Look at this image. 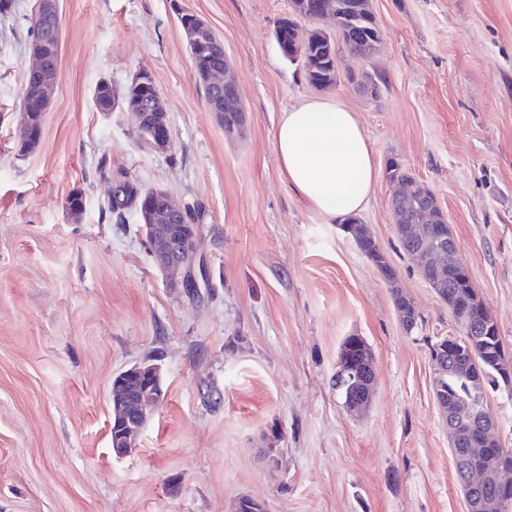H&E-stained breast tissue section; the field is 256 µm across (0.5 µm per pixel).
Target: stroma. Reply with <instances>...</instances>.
Here are the masks:
<instances>
[{"instance_id": "1", "label": "stroma", "mask_w": 512, "mask_h": 512, "mask_svg": "<svg viewBox=\"0 0 512 512\" xmlns=\"http://www.w3.org/2000/svg\"><path fill=\"white\" fill-rule=\"evenodd\" d=\"M371 62L339 52L328 97L358 117L376 184L358 220L396 272L389 286L339 223L289 191L273 130L316 96L274 37L291 0H60L58 78L42 136L18 153L30 18L0 15V512H466L433 396L431 347L459 336L397 237L387 163L437 196L512 355V0H370ZM223 41L247 123L230 138L196 82L180 22ZM384 83L357 92L350 71ZM148 71L172 145L131 113L98 111L100 80ZM198 203L208 285L170 286L136 212H101L108 172ZM81 193L71 216L66 202ZM418 322L401 325L394 289ZM376 366L366 410L334 385L345 337ZM164 399L118 456L113 376L146 358Z\"/></svg>"}]
</instances>
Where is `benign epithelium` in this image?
Returning <instances> with one entry per match:
<instances>
[{"label": "benign epithelium", "mask_w": 512, "mask_h": 512, "mask_svg": "<svg viewBox=\"0 0 512 512\" xmlns=\"http://www.w3.org/2000/svg\"><path fill=\"white\" fill-rule=\"evenodd\" d=\"M37 14L52 24L59 23V0H39ZM193 60V70L203 71L210 88L212 111L223 116L224 133L232 137L244 125L245 111L234 82L227 76L232 63L224 60V68L206 64L205 49L197 30L184 26ZM33 63L29 68L39 83L38 98L24 95L21 112V134L36 142L39 132L28 124L29 113L35 105L51 101L55 66L41 50V41L31 47ZM159 94H154L146 108H133L137 128L147 132L148 143L157 151L166 152L171 146L170 126L166 121L147 125L146 113L162 110ZM391 210L398 237L413 244L408 256L416 262L418 270L437 292L446 288L468 287L472 283L469 269L461 258L457 244L448 230L445 214L437 197L425 184L408 178L392 181ZM163 204L167 223L150 225V251L156 266L165 273L183 270L187 285L198 287V281L208 282L209 275L203 261L197 257V225L177 229L183 204L175 202L168 191L154 189L143 207L145 220L155 217L157 204ZM449 312L469 343V338L484 336L496 327L485 302L477 290L464 304L452 305ZM357 360L340 362L336 378L347 387L345 405L357 409L365 405L372 394L374 365L369 347L359 342ZM164 396L161 368L154 363H137L117 373L112 379V415L109 432L112 451L127 454L137 443L147 420V409L160 403ZM434 399L448 430L449 448L458 472L465 475L460 488L466 501L467 512H509L512 509V479L507 474L508 456L500 442L498 423L484 407L476 408L465 402L447 401L436 394Z\"/></svg>", "instance_id": "1"}]
</instances>
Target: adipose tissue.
Here are the masks:
<instances>
[{"label": "adipose tissue", "mask_w": 512, "mask_h": 512, "mask_svg": "<svg viewBox=\"0 0 512 512\" xmlns=\"http://www.w3.org/2000/svg\"><path fill=\"white\" fill-rule=\"evenodd\" d=\"M273 145L289 188L317 212L336 220L367 205L374 155L356 114L341 101L307 98L282 112Z\"/></svg>", "instance_id": "adipose-tissue-1"}]
</instances>
